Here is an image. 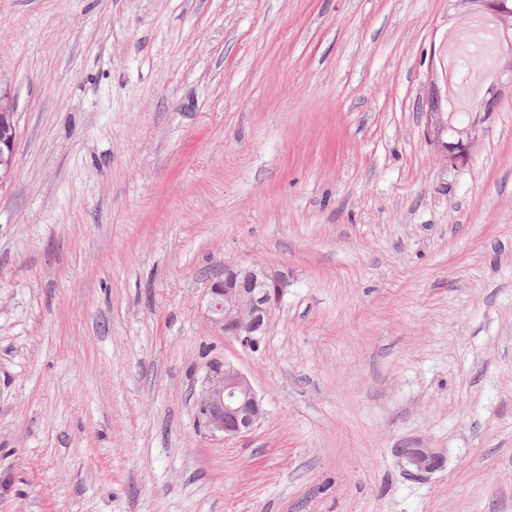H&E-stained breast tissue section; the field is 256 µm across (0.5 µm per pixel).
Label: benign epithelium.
Listing matches in <instances>:
<instances>
[{
  "label": "benign epithelium",
  "mask_w": 512,
  "mask_h": 512,
  "mask_svg": "<svg viewBox=\"0 0 512 512\" xmlns=\"http://www.w3.org/2000/svg\"><path fill=\"white\" fill-rule=\"evenodd\" d=\"M468 8L492 12L503 31L512 30V10L502 0H453ZM13 104L0 92V161L15 160L16 132L10 121ZM491 111L477 113L469 123L454 125L436 112L426 113L424 134L448 166L465 161L471 147L488 131ZM288 288V276L264 264H224L221 276L206 288L201 312L220 335L236 340L244 348L257 350L266 338L272 318L281 308ZM266 416L264 399L251 380L233 362L214 361L203 379L194 401V417L199 430L213 438L229 440L252 432ZM395 453L412 474L421 476L442 468L446 455L440 448H397Z\"/></svg>",
  "instance_id": "obj_1"
}]
</instances>
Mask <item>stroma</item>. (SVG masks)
<instances>
[{"mask_svg": "<svg viewBox=\"0 0 512 512\" xmlns=\"http://www.w3.org/2000/svg\"><path fill=\"white\" fill-rule=\"evenodd\" d=\"M468 21L0 0V512H512V87L462 165L423 135ZM228 262L288 274L256 352L198 310ZM221 359L267 409L227 441ZM12 112V101L6 92L2 93V91H0V126L2 125L3 128L2 134L0 133V161L8 165V172L4 174L1 173V183L4 181V178L10 176L11 172L9 173V171L10 168L13 169L15 160L16 132L10 121ZM266 414L264 399L246 373L226 359L211 363L194 401L200 431L223 441L242 437ZM402 465L412 474L421 476L442 468L446 455L440 448H398L395 451Z\"/></svg>", "mask_w": 512, "mask_h": 512, "instance_id": "obj_1", "label": "stroma"}]
</instances>
